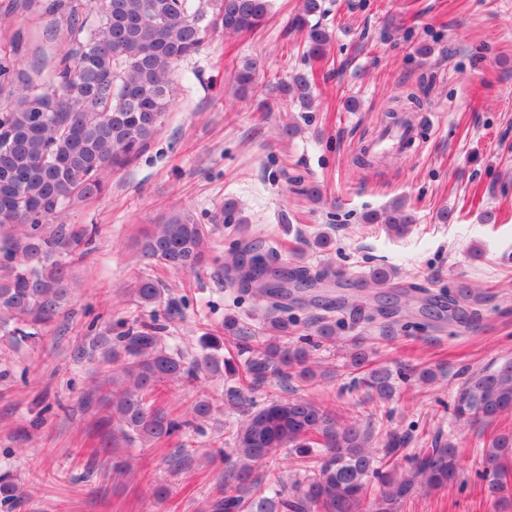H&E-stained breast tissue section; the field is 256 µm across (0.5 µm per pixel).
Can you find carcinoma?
I'll use <instances>...</instances> for the list:
<instances>
[{"instance_id":"cac0c4a2","label":"carcinoma","mask_w":512,"mask_h":512,"mask_svg":"<svg viewBox=\"0 0 512 512\" xmlns=\"http://www.w3.org/2000/svg\"><path fill=\"white\" fill-rule=\"evenodd\" d=\"M19 8L50 17V29L63 34L68 51L58 57L39 42L24 44L19 34L0 46V327L13 325L22 338H34L63 313L71 291L69 257L96 233L86 224L58 223L67 211L86 207L101 195L111 173L142 154L162 127L174 91L177 62L199 52L216 33L262 29L270 0H22ZM323 13L322 0H303L293 28L306 32L305 54L325 55L332 35L310 18ZM30 51L37 64L23 70L12 58ZM257 62L237 70L241 90L249 89ZM277 90L302 110L312 107L309 79L295 74ZM403 236L414 215L401 201L364 215ZM210 232L192 212H177L154 225L140 240L142 254L171 268L195 272L208 260ZM278 254L271 246L246 243L224 267V277L261 312L266 339L249 342L239 320H224V335L247 354L243 371L230 359L211 354L204 364L188 363L170 352L151 323L129 326L111 337L99 333L72 352L76 361L98 357L115 365L108 376L112 418L127 437L165 443L211 418L209 401L199 399L189 416L169 417L152 406L160 387L198 379L205 368L240 374L242 386L225 393V407L240 413L218 437L224 449V483L207 504L208 512H398L421 491L463 482L459 450L450 439L405 453L404 439L392 432L384 456L373 448L374 431L354 417L340 418L317 400L285 390L258 403L245 395L262 387L270 374L308 384L315 380L312 350L288 341L296 327L290 317L295 294L341 277L329 265L302 263L268 283L260 274ZM373 293L378 306L339 297L328 312L342 310L354 322L391 319L399 309L381 302L382 293L401 287L394 267L376 266L353 281ZM142 307H153L163 289L149 277L135 288ZM430 307L443 308L448 320L481 319L485 295L461 282L448 295L422 284L409 287ZM336 320L324 317L315 328L319 341L335 338ZM372 353L357 347L350 367L364 370L360 382L371 398L386 402L395 394L392 370L374 365ZM456 422L482 427L512 412V358L469 376L453 399ZM291 448L306 460L293 480L259 465ZM479 478L488 497L512 495V429L490 434L480 449ZM17 485L0 473V512H12Z\"/></svg>"}]
</instances>
